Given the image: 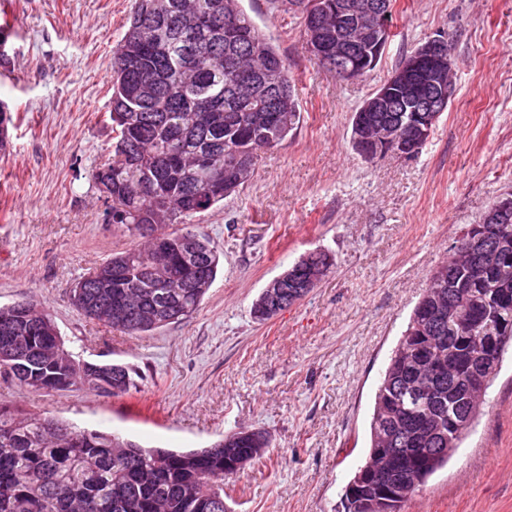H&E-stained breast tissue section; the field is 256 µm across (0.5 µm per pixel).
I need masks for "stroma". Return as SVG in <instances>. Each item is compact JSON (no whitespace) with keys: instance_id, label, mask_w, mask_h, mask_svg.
Segmentation results:
<instances>
[{"instance_id":"35a3bbf8","label":"stroma","mask_w":512,"mask_h":512,"mask_svg":"<svg viewBox=\"0 0 512 512\" xmlns=\"http://www.w3.org/2000/svg\"><path fill=\"white\" fill-rule=\"evenodd\" d=\"M133 0H0L12 27L0 102V306L41 305L68 349L135 372L119 397L85 388L43 396L0 381V401L145 447L206 448L248 428L266 454L224 480L229 512H342L363 462L374 394L432 270L466 225L512 190V0H392L396 32L370 73L342 81L312 61L301 14L241 6L287 58L302 120L258 152L238 193L190 218L222 254L188 319L139 336L90 321L72 285L133 247L106 224L93 173L112 150V57ZM453 40L456 94L422 151L368 160L351 117L412 48ZM335 264L300 301L259 323L261 289L301 255ZM404 512H512V353L447 468Z\"/></svg>"}]
</instances>
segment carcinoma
<instances>
[{"label": "carcinoma", "mask_w": 512, "mask_h": 512, "mask_svg": "<svg viewBox=\"0 0 512 512\" xmlns=\"http://www.w3.org/2000/svg\"><path fill=\"white\" fill-rule=\"evenodd\" d=\"M241 0H134L122 43L113 56L110 119L112 157L93 174L122 213L120 225L143 243L112 255L70 290L85 318L136 335L167 326L161 310L181 322L201 304L216 279L220 256L186 220L205 213L248 180L257 152L270 150L298 128L302 113L287 59ZM234 21L244 36L233 39ZM318 39L336 48V21L324 17ZM276 71L278 86L261 82ZM242 81L256 84L241 99ZM207 152L209 165L193 164ZM171 244L154 255L150 235ZM490 247L478 256L461 250L431 276L382 373L370 421L366 461L345 491L343 512H381L375 482L388 478L403 504L448 461L481 410V398L501 360H487L473 379L470 360L495 338L512 345V223L473 224ZM328 254L316 252L295 267L324 277ZM120 278L121 288L96 285ZM131 294L130 318L112 315L116 292ZM444 361V377L432 365ZM0 379L52 394L84 387L119 396L135 386L132 369L80 361L67 349L51 315L34 303L0 306ZM224 444L191 451L143 448L121 433L89 431L0 402V512H221ZM379 448H398L400 469L381 471Z\"/></svg>", "instance_id": "1"}]
</instances>
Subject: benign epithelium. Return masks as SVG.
Returning <instances> with one entry per match:
<instances>
[{"label": "benign epithelium", "instance_id": "obj_1", "mask_svg": "<svg viewBox=\"0 0 512 512\" xmlns=\"http://www.w3.org/2000/svg\"><path fill=\"white\" fill-rule=\"evenodd\" d=\"M331 9L336 15V27L354 23L353 37L346 43L347 52L359 56L363 72H368L384 53L390 36L382 0H332L329 5L309 6L304 13L309 36L305 48L309 56L324 62L334 61L327 43L315 37L319 12ZM453 53L449 37L428 38L408 55L388 81L381 83L364 100L362 112H395L397 116L380 129L379 137L366 135L367 121L360 117L353 130V142L361 156L372 159L385 154L411 158L430 137L433 125L455 95V86L446 78ZM490 224L512 222V196L499 198L487 217ZM268 444L265 433L257 430L244 434L230 433L226 437L224 472L236 474L252 460V452L237 447L248 445L262 448Z\"/></svg>", "mask_w": 512, "mask_h": 512}]
</instances>
